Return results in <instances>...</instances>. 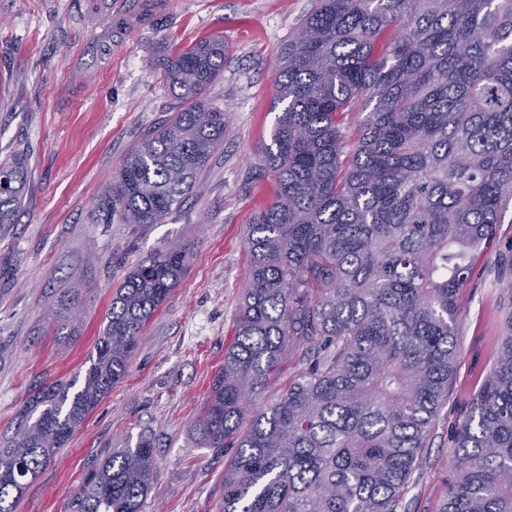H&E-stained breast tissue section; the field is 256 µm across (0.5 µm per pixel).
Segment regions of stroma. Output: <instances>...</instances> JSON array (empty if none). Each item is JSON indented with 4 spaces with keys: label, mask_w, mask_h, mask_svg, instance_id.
<instances>
[{
    "label": "stroma",
    "mask_w": 512,
    "mask_h": 512,
    "mask_svg": "<svg viewBox=\"0 0 512 512\" xmlns=\"http://www.w3.org/2000/svg\"><path fill=\"white\" fill-rule=\"evenodd\" d=\"M113 0H0V159L27 168L23 208L0 226V446L44 384L83 379L112 295L157 250L187 243L180 282L144 327L127 374L27 479L15 512H68L69 497L112 449L153 441L143 512H219L224 452L196 429L234 341L255 213L275 196L262 166L277 114V54L314 0H169L112 45ZM206 37L229 47L208 91L229 133L194 190L161 224H98L92 212L128 150L183 104L163 79L165 54ZM512 207L472 258L456 314L460 363L398 512H428L442 495L465 386L492 366L512 302ZM80 290L75 335L53 333L65 293Z\"/></svg>",
    "instance_id": "stroma-1"
}]
</instances>
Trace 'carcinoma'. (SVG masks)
Returning <instances> with one entry per match:
<instances>
[{
	"label": "carcinoma",
	"mask_w": 512,
	"mask_h": 512,
	"mask_svg": "<svg viewBox=\"0 0 512 512\" xmlns=\"http://www.w3.org/2000/svg\"><path fill=\"white\" fill-rule=\"evenodd\" d=\"M228 47L174 53L186 107L125 155L101 196L110 224H161L229 130L206 90ZM264 165L275 201L251 224L235 339L198 430L230 448L222 512H397L457 369L469 262L512 203V0H316L278 54ZM367 111L350 160L345 117ZM27 180L0 163V225ZM189 247L131 269L88 354L84 384L52 382L0 448V512L127 372L137 338L185 272ZM78 294L61 300L59 330ZM300 369L260 403L290 349ZM455 428L440 512H512V312ZM154 448H114L69 512H142Z\"/></svg>",
	"instance_id": "cac0c4a2"
}]
</instances>
